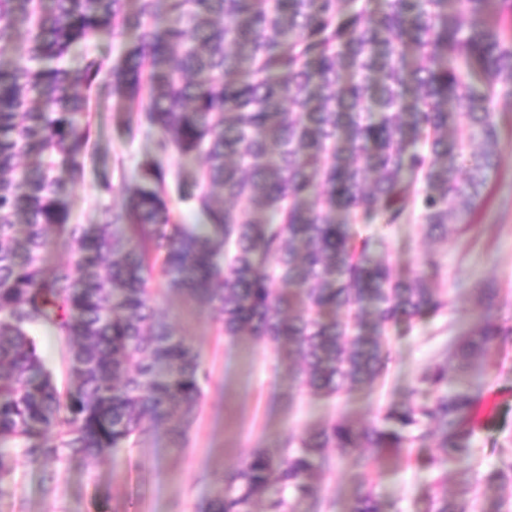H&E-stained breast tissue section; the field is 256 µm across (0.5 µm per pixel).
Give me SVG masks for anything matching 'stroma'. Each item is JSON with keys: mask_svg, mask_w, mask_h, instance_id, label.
<instances>
[{"mask_svg": "<svg viewBox=\"0 0 512 512\" xmlns=\"http://www.w3.org/2000/svg\"><path fill=\"white\" fill-rule=\"evenodd\" d=\"M89 96L85 173L70 179L61 164L56 174L66 181L72 222L92 226L100 207L120 208L124 186L153 140L142 134L127 139L119 131V102L95 89ZM497 109L504 149L468 231L429 240L416 224L355 227L360 235L378 239L375 251L386 257L394 275L426 274L448 298L441 316L390 328L391 360L382 377L338 397L308 392L270 343L225 336L188 296L152 281L156 312L200 352L208 373L185 447H173L164 428L152 427L137 445L114 455L48 468L18 463L13 486L0 494V512H200L216 493V476L251 449L281 452L289 435L342 415L367 424L387 405L405 400L426 367L445 363L449 337L473 328L480 313L512 326V99L500 100ZM104 177L112 184L107 195L99 187ZM480 284L499 291L492 309L477 296ZM468 380L481 398V416L494 418L491 426L477 428L470 458L442 475L422 465L438 452L432 441L397 456L371 448L352 453L332 448L314 475L316 493L296 500L294 512H348L353 499L368 490L384 512H428L429 498L437 493L475 500L477 512H497L501 502L512 503V488L483 481L498 466L502 450L512 448V342L493 351Z\"/></svg>", "mask_w": 512, "mask_h": 512, "instance_id": "35a3bbf8", "label": "stroma"}]
</instances>
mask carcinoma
Returning a JSON list of instances; mask_svg holds the SVG:
<instances>
[{
    "label": "carcinoma",
    "instance_id": "carcinoma-1",
    "mask_svg": "<svg viewBox=\"0 0 512 512\" xmlns=\"http://www.w3.org/2000/svg\"><path fill=\"white\" fill-rule=\"evenodd\" d=\"M0 0V52L17 25L23 54L0 65V492L17 459L62 465L132 447L146 423L186 442L207 380L201 355L151 305L160 272L224 335L287 350L300 384L336 395L383 374V336L448 306L425 276L393 275L355 224L415 221L428 238L470 227L498 166L497 102L512 98V0ZM124 43L111 66L74 50ZM108 74V81L101 80ZM123 107L121 133L146 127L122 209L93 231L70 222L59 157L83 175L88 98ZM201 156L177 182L204 224H180L161 155ZM38 157L36 177L20 165ZM74 261L43 267L47 229ZM327 310L351 315L324 317ZM65 343L76 385L58 389L30 329ZM512 337L488 318L448 343L450 366L422 373L405 402L357 426L342 416L254 448L224 470L202 512H293L315 492L328 448L400 453L438 435L437 471L473 452L477 396L463 380ZM435 393L417 401L418 389ZM512 485V455L485 476ZM350 512H383L373 492ZM432 512H471L435 495Z\"/></svg>",
    "mask_w": 512,
    "mask_h": 512
}]
</instances>
